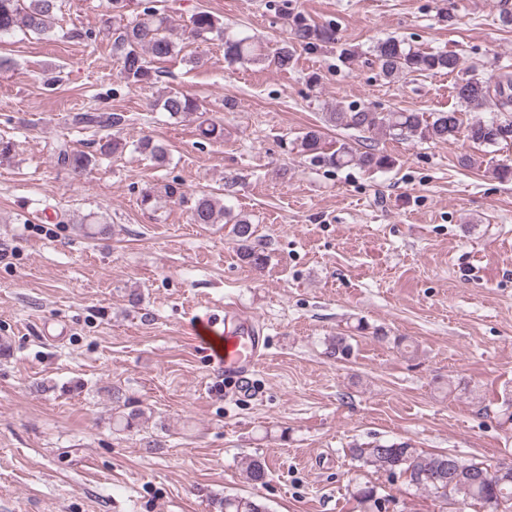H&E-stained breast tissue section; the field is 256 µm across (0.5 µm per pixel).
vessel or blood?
<instances>
[{
    "label": "vessel or blood",
    "mask_w": 512,
    "mask_h": 512,
    "mask_svg": "<svg viewBox=\"0 0 512 512\" xmlns=\"http://www.w3.org/2000/svg\"><path fill=\"white\" fill-rule=\"evenodd\" d=\"M199 341L214 362L231 378V393L251 397L256 393L253 375L264 353L265 341L256 331L250 316L226 306L223 317H200L195 321Z\"/></svg>",
    "instance_id": "1"
}]
</instances>
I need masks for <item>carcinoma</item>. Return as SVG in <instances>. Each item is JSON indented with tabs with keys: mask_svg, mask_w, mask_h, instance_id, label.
<instances>
[{
	"mask_svg": "<svg viewBox=\"0 0 512 512\" xmlns=\"http://www.w3.org/2000/svg\"><path fill=\"white\" fill-rule=\"evenodd\" d=\"M62 0H0V37L18 30L37 35H48L56 25L57 13ZM279 14L290 25V38L267 61L280 71L293 67L295 48L319 50L339 45L336 27L330 24L311 23L289 11L288 0H283ZM190 32L197 38L210 33L224 37V60L230 65L261 59L255 44L247 37L230 35L224 31L219 20L207 11H198L190 19ZM114 50L121 61V79L129 88L140 87L157 79L160 73L157 64L175 54L177 41L168 26L167 17L153 6H146L119 29L113 42ZM374 57L382 75L399 78L407 75L428 76L437 73H454L463 70L460 56L448 51H424L405 41L389 37L373 47ZM456 99L470 108H478L486 101L495 99L499 115L489 120H475L463 125L461 113L448 112H376L366 105L340 107L326 115L327 122L343 125L368 134L382 133L395 139L419 142H452L461 131L480 145L493 146L512 136V74L501 73L494 78L460 79L454 86ZM161 108L172 117H185L199 110L198 104L189 96L172 89L158 100ZM76 127L96 128L106 132L105 139L96 143L89 151L74 150L65 143L53 148L58 166L69 170L74 176H82L96 163L97 156H109L127 146L120 137L126 123L123 114L95 107L71 116ZM299 152L310 156L317 164L333 168L357 165L367 170L388 169L394 160L370 145L354 149L347 143L326 147L324 133L319 127H310L295 138ZM136 149L148 154L162 165L168 157L167 149L143 138ZM169 197L186 205L188 217L193 224H219L227 209L212 194L188 195L176 185L168 186ZM231 233L239 242L241 260L252 266L265 264L266 255L255 245V229L245 219L236 220ZM144 412L132 409L112 419V428L118 432H130L139 426ZM351 456L362 465L390 476H404L409 483L443 500L450 498L463 507L470 502H479L491 509L512 512V462L490 468L481 463H465L448 453H427L407 441H375L366 446L349 449ZM247 479L255 486L262 485L268 476L264 459L251 458L246 462ZM355 498L365 509L379 508L377 490L363 485L356 488ZM219 512H266V507L254 497L226 495L216 501Z\"/></svg>",
	"mask_w": 512,
	"mask_h": 512,
	"instance_id": "1",
	"label": "carcinoma"
}]
</instances>
